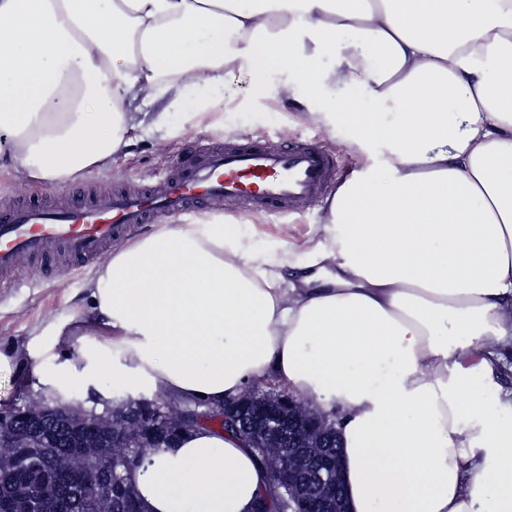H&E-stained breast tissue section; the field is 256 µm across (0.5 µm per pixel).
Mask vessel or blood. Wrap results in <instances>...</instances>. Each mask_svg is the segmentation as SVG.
I'll list each match as a JSON object with an SVG mask.
<instances>
[{"label": "vessel or blood", "instance_id": "1", "mask_svg": "<svg viewBox=\"0 0 512 512\" xmlns=\"http://www.w3.org/2000/svg\"><path fill=\"white\" fill-rule=\"evenodd\" d=\"M335 158L310 143L205 146L149 185L108 196L80 195L63 206L22 203L0 211V273L24 257L82 262L112 238L166 214L228 201L248 213L289 214L296 201L322 200L335 185Z\"/></svg>", "mask_w": 512, "mask_h": 512}]
</instances>
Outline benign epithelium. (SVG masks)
<instances>
[{
  "label": "benign epithelium",
  "instance_id": "1",
  "mask_svg": "<svg viewBox=\"0 0 512 512\" xmlns=\"http://www.w3.org/2000/svg\"><path fill=\"white\" fill-rule=\"evenodd\" d=\"M164 419L169 432L178 434L203 423L205 413L170 405ZM326 423L324 414L315 411L307 400L276 388L264 392L260 398L255 390L248 388L238 398L224 402V424L244 433L251 447L264 443L272 481L286 490L295 489V496L282 497L280 512H344L339 497L342 490L339 455L324 451L308 468L301 459L304 449L290 444L293 439L319 435ZM63 425L73 432L90 434L81 447L97 449L99 458L104 455L106 439L110 437L122 440L119 445L112 444V458L119 462L132 455H146L153 444L151 427L142 415L114 417L110 410L91 415L80 404L54 407L40 398L23 407L0 409V447L12 449L11 464L17 466L30 453L35 437H41L44 443L52 442ZM71 464L72 455L68 453L41 455L36 488L17 494L3 509L54 512L58 500L72 496L77 510L90 503L94 512H112V495H102L97 490L102 482L114 486L112 468L103 472L88 470L83 480L68 491L49 482L51 474L67 472Z\"/></svg>",
  "mask_w": 512,
  "mask_h": 512
}]
</instances>
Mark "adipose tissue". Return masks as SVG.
Segmentation results:
<instances>
[{
	"label": "adipose tissue",
	"instance_id": "obj_1",
	"mask_svg": "<svg viewBox=\"0 0 512 512\" xmlns=\"http://www.w3.org/2000/svg\"><path fill=\"white\" fill-rule=\"evenodd\" d=\"M228 69L286 75L366 159L312 260L160 225L0 368L61 349L47 400L78 386L98 411L106 377L217 406L270 373L337 409L349 512H512V0H0V169L109 168L128 130L208 114ZM330 81L365 97L322 99ZM128 477L145 512H253L266 487L205 427Z\"/></svg>",
	"mask_w": 512,
	"mask_h": 512
}]
</instances>
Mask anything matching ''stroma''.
I'll list each match as a JSON object with an SVG mask.
<instances>
[{
    "label": "stroma",
    "mask_w": 512,
    "mask_h": 512,
    "mask_svg": "<svg viewBox=\"0 0 512 512\" xmlns=\"http://www.w3.org/2000/svg\"><path fill=\"white\" fill-rule=\"evenodd\" d=\"M285 78L271 73L269 90L256 97L248 76L240 71L228 72L224 87L214 94L217 111L223 112L225 131L184 124L174 117L171 133L133 129L128 133L130 145L115 155L110 169H91L83 177L54 189L39 183H24L7 170H0V209L50 193L58 202L76 192L108 195L129 185H145L155 177L173 170L189 149L196 144H223L260 141L285 145L295 141L316 144L333 155L339 177H346L364 162L361 155L347 151L334 141L332 127L301 117L297 108L283 94ZM323 205L308 199L296 203L292 215H235L239 238L260 248L272 247L284 252L303 244L321 223ZM86 268L73 262L45 264L33 258L17 263L9 284L0 287V347L24 343L32 323L65 313L72 296L83 286ZM56 365L53 355L32 359L25 367L0 376V407L21 406L36 398L35 386L42 375Z\"/></svg>",
    "instance_id": "35a3bbf8"
}]
</instances>
